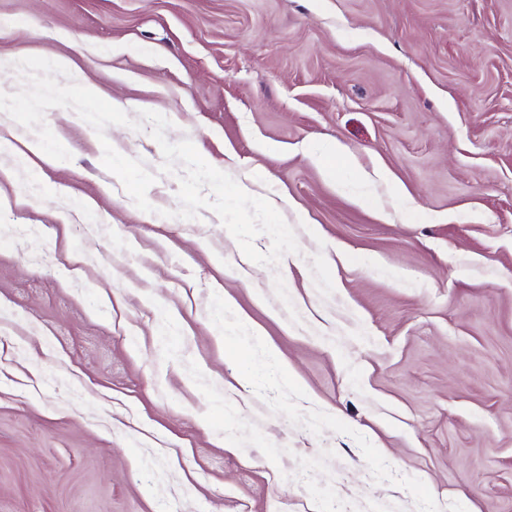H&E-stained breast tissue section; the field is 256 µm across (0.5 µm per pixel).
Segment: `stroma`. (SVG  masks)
<instances>
[{"instance_id": "1", "label": "stroma", "mask_w": 512, "mask_h": 512, "mask_svg": "<svg viewBox=\"0 0 512 512\" xmlns=\"http://www.w3.org/2000/svg\"><path fill=\"white\" fill-rule=\"evenodd\" d=\"M29 56L300 251L175 217L150 124L48 109L49 165L0 112V512H512V0H0V92Z\"/></svg>"}]
</instances>
